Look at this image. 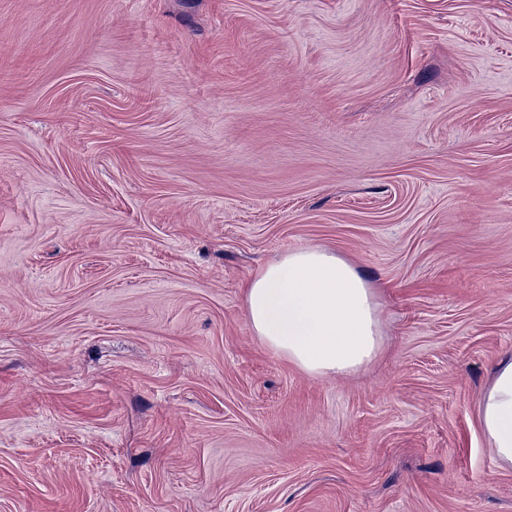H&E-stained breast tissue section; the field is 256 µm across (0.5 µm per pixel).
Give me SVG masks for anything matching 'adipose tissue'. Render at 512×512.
I'll use <instances>...</instances> for the list:
<instances>
[{
	"mask_svg": "<svg viewBox=\"0 0 512 512\" xmlns=\"http://www.w3.org/2000/svg\"><path fill=\"white\" fill-rule=\"evenodd\" d=\"M245 312L259 341L307 375L347 376L383 348L378 294L357 267L317 246L288 251L245 284ZM480 426L497 464L512 469V357L496 368Z\"/></svg>",
	"mask_w": 512,
	"mask_h": 512,
	"instance_id": "adipose-tissue-1",
	"label": "adipose tissue"
}]
</instances>
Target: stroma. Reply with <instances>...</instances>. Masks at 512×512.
Returning a JSON list of instances; mask_svg holds the SVG:
<instances>
[{"instance_id":"1","label":"stroma","mask_w":512,"mask_h":512,"mask_svg":"<svg viewBox=\"0 0 512 512\" xmlns=\"http://www.w3.org/2000/svg\"><path fill=\"white\" fill-rule=\"evenodd\" d=\"M382 354L251 331L287 251ZM512 0H0V512H512ZM259 341L309 376L357 374L383 348L378 294L357 267L317 246L288 251L245 284ZM479 421L498 466L512 469V357L497 366L482 397Z\"/></svg>"}]
</instances>
